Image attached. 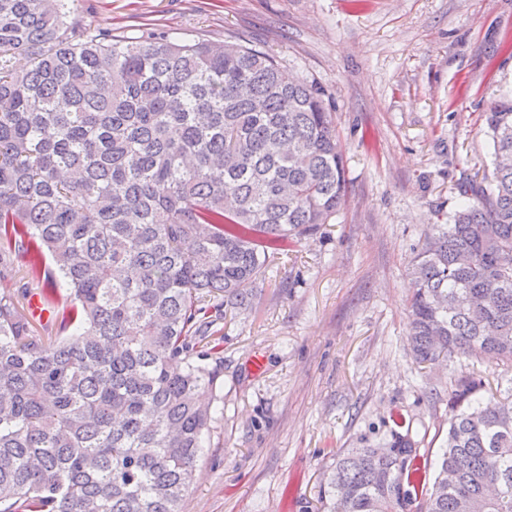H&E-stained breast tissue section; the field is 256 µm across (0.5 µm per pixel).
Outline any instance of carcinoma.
<instances>
[{
	"label": "carcinoma",
	"mask_w": 512,
	"mask_h": 512,
	"mask_svg": "<svg viewBox=\"0 0 512 512\" xmlns=\"http://www.w3.org/2000/svg\"><path fill=\"white\" fill-rule=\"evenodd\" d=\"M69 0H0V512H181L227 314L345 195L321 90L241 43L116 36ZM489 185L411 262L416 363L512 367V98ZM68 308L39 333L4 283ZM440 453L410 433L339 455L320 512H512V402L457 380Z\"/></svg>",
	"instance_id": "1"
}]
</instances>
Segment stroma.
Returning <instances> with one entry per match:
<instances>
[{"label":"stroma","mask_w":512,"mask_h":512,"mask_svg":"<svg viewBox=\"0 0 512 512\" xmlns=\"http://www.w3.org/2000/svg\"><path fill=\"white\" fill-rule=\"evenodd\" d=\"M130 36L193 31L247 44L320 87L346 195L224 327L213 421L182 512H317L338 455L409 426L421 461L447 436L466 358L418 369L409 266L435 224L488 184L484 114L512 96V0H75ZM262 358L255 368L254 358Z\"/></svg>","instance_id":"obj_1"}]
</instances>
